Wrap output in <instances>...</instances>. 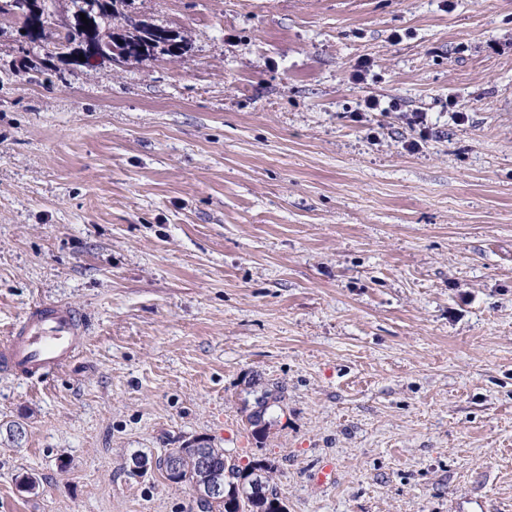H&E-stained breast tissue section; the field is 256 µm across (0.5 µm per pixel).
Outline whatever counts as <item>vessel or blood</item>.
I'll use <instances>...</instances> for the list:
<instances>
[{"label": "vessel or blood", "instance_id": "1", "mask_svg": "<svg viewBox=\"0 0 512 512\" xmlns=\"http://www.w3.org/2000/svg\"><path fill=\"white\" fill-rule=\"evenodd\" d=\"M83 340V317L74 307H32L7 343L0 346V369L25 379L41 377L68 365Z\"/></svg>", "mask_w": 512, "mask_h": 512}]
</instances>
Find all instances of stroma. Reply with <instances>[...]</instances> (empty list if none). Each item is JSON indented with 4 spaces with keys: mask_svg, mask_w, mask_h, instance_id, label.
<instances>
[{
    "mask_svg": "<svg viewBox=\"0 0 512 512\" xmlns=\"http://www.w3.org/2000/svg\"><path fill=\"white\" fill-rule=\"evenodd\" d=\"M134 7L187 53L61 81L0 20V344L86 331L0 372V512H191L129 467L190 438L275 459L286 512H512V0ZM84 340L83 317L69 305L29 309L1 347L0 368L17 377L39 378L68 365Z\"/></svg>",
    "mask_w": 512,
    "mask_h": 512,
    "instance_id": "35a3bbf8",
    "label": "stroma"
}]
</instances>
